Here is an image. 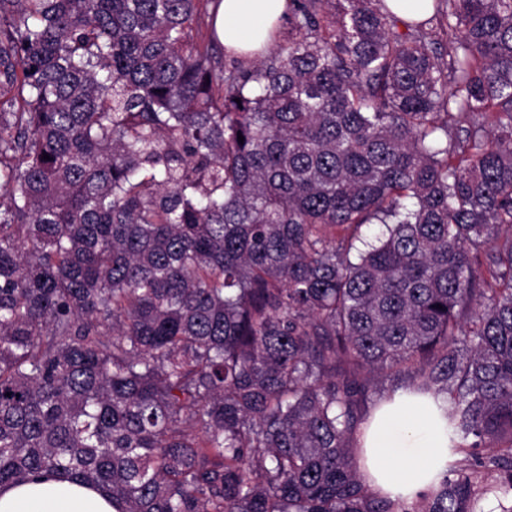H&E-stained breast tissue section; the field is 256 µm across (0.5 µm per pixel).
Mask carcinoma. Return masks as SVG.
<instances>
[{
  "mask_svg": "<svg viewBox=\"0 0 512 512\" xmlns=\"http://www.w3.org/2000/svg\"><path fill=\"white\" fill-rule=\"evenodd\" d=\"M221 2L0 0V487L512 512V0H289L229 65ZM365 372L448 418L411 509L358 472Z\"/></svg>",
  "mask_w": 512,
  "mask_h": 512,
  "instance_id": "1",
  "label": "carcinoma"
}]
</instances>
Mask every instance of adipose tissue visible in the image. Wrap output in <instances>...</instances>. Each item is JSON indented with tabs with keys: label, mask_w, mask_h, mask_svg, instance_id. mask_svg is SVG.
<instances>
[{
	"label": "adipose tissue",
	"mask_w": 512,
	"mask_h": 512,
	"mask_svg": "<svg viewBox=\"0 0 512 512\" xmlns=\"http://www.w3.org/2000/svg\"><path fill=\"white\" fill-rule=\"evenodd\" d=\"M288 0H222L219 39L259 56L283 30ZM357 465L367 487L411 501L438 486L448 469L447 422L433 397L397 392L357 432ZM0 512H113L103 492L68 481L25 480L0 489Z\"/></svg>",
	"instance_id": "adipose-tissue-1"
}]
</instances>
